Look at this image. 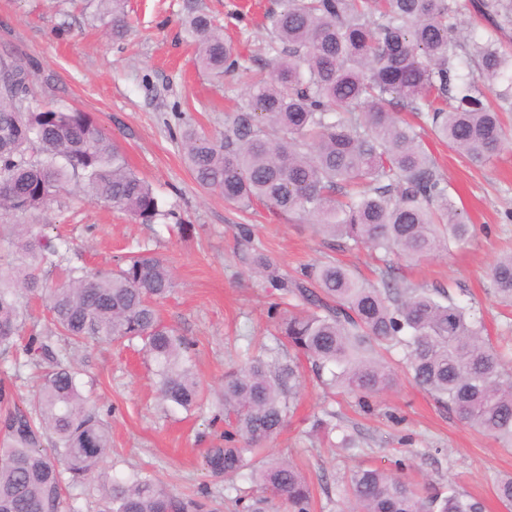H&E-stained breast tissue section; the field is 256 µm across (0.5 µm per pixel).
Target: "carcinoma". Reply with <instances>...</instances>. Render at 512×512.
<instances>
[{"instance_id":"carcinoma-1","label":"carcinoma","mask_w":512,"mask_h":512,"mask_svg":"<svg viewBox=\"0 0 512 512\" xmlns=\"http://www.w3.org/2000/svg\"><path fill=\"white\" fill-rule=\"evenodd\" d=\"M112 36L127 30L125 0H96ZM491 29L512 28V0H480ZM458 0H285L268 14L267 76L246 85L244 104L218 140L191 126L180 138L197 182L241 207L255 202L311 217L318 231L343 243L407 260L466 244L473 233L435 166L423 127L398 115L425 119L435 137L482 163L505 141L499 111H512V54L489 34L457 48ZM202 70L230 73L238 54L212 17L185 20ZM481 82L465 72L469 62ZM30 71L0 59V217L42 211L57 193L79 189L144 224L160 216L152 187L134 172L115 141L88 116L69 107L34 111L26 105ZM496 96L499 111L485 104ZM10 251L0 258V356L16 351L23 330L22 299L46 296L54 330L27 353L42 350L40 382L20 406L0 381V512H62L63 487L99 483L96 512H214L206 494L173 495L152 476L135 472L101 480L112 448L107 421L93 412L79 372L53 352L49 339L74 343L140 339L154 363L163 401L183 409L202 398L191 364V343L161 323L156 304L175 286L159 257L141 252L114 268L72 269L49 288L42 265L58 250L36 224H14ZM256 273L294 302L270 306L289 349L305 357L325 385L371 399L400 382L386 358L399 349L405 376L432 394L461 422L512 447V373L484 336L472 311L443 288L432 291L383 282L379 288L338 263L314 266L288 280L262 252ZM496 293L512 301V253L490 270ZM300 386L293 360L254 355L224 375L222 442L205 450L214 478L244 470L256 484L247 512H311L313 496L298 466L285 456L257 459L259 447L283 429ZM333 412L312 429L330 438ZM357 468L339 493L349 512H485L482 501L453 486L421 487L398 471ZM495 497L512 512V475L494 483Z\"/></svg>"}]
</instances>
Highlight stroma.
Instances as JSON below:
<instances>
[{
	"label": "stroma",
	"instance_id": "1",
	"mask_svg": "<svg viewBox=\"0 0 512 512\" xmlns=\"http://www.w3.org/2000/svg\"><path fill=\"white\" fill-rule=\"evenodd\" d=\"M277 0H127L130 28L113 40L95 0H0V58L30 62L33 107L68 106L88 113L112 135L129 166L150 183L163 214L143 224L128 213L72 193L60 194L41 212L15 216L18 224L43 225L62 241V256L44 266L48 283L62 281L69 267H114L118 258L149 250L170 267L176 286L158 306L162 322L193 344L194 371L203 385L196 407L163 402L140 342L90 344L68 351L81 373L90 407L105 419L112 450L104 475L151 474L177 495L208 492L223 512H239L247 495V474L211 477L202 465L206 448L224 429V374L255 344L277 345L268 315L277 291L252 274L245 253L261 248L292 277L312 264L338 262L373 283L381 279L416 288L450 287L454 299L471 306L491 342L512 368V305L500 302L490 269L512 252V113L506 114V144L484 163L471 162L425 135L448 193L475 232L461 247L417 262L339 245L316 233L310 220L257 203L247 210L203 189L184 159L180 128L192 125L223 135L241 90L263 73L270 35L265 14ZM211 15L241 57L235 72L217 76L194 64V47L182 20L188 7ZM33 360L25 353L0 358V379L11 385L16 403L35 389ZM302 385L294 414L263 454L285 455L310 481L314 512H347L337 483L358 467L390 468L407 459L404 476L437 487L448 484L480 498L489 512H505L494 495L499 475L512 474V448L459 421L426 390L401 381L363 411L355 398H328L309 362L301 364ZM336 414L355 440L343 448L320 442L315 418Z\"/></svg>",
	"mask_w": 512,
	"mask_h": 512
}]
</instances>
